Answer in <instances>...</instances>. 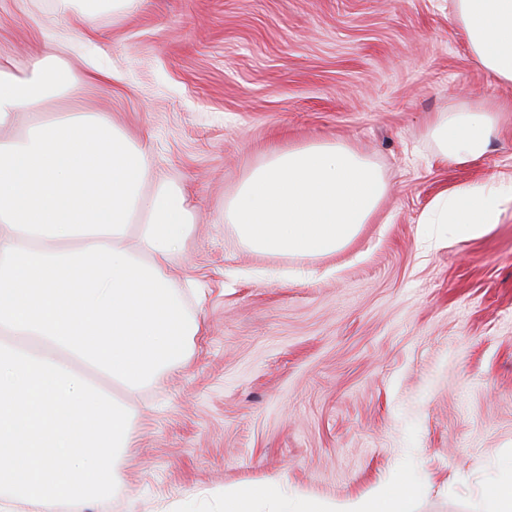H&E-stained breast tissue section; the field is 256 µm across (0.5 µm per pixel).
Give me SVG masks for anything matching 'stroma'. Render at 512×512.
Instances as JSON below:
<instances>
[{"mask_svg":"<svg viewBox=\"0 0 512 512\" xmlns=\"http://www.w3.org/2000/svg\"><path fill=\"white\" fill-rule=\"evenodd\" d=\"M59 0H0V64L52 55L187 192L175 286L201 329L184 367L128 399L136 441L84 512H269L414 488V512H487L512 480V202L474 239L425 218L439 196L512 181V83L470 52L451 0H129L90 28ZM103 70L109 77L90 81ZM509 105L480 159L454 165L433 113ZM347 142L383 172L373 223L324 258L243 246L224 222L271 148ZM270 498L269 490L247 488L224 493V512H252L249 505L259 499Z\"/></svg>","mask_w":512,"mask_h":512,"instance_id":"1","label":"stroma"}]
</instances>
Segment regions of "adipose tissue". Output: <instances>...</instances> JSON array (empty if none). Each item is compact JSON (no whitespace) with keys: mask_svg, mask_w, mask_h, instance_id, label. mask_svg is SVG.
Instances as JSON below:
<instances>
[{"mask_svg":"<svg viewBox=\"0 0 512 512\" xmlns=\"http://www.w3.org/2000/svg\"><path fill=\"white\" fill-rule=\"evenodd\" d=\"M471 52L512 83V0H453ZM78 77L52 58L0 68V512L84 506L118 484L132 447L126 407L100 386L141 392L178 366L197 324L167 269L181 257L189 212L181 188L149 184L144 149L92 117ZM70 90L65 116L48 101ZM499 104L436 113L429 136L456 165L482 157ZM27 133L2 136L19 114ZM386 192L379 168L345 142L274 150L224 205L239 241L269 254L322 257L372 223ZM512 186L438 198L430 223L485 234Z\"/></svg>","mask_w":512,"mask_h":512,"instance_id":"adipose-tissue-1","label":"adipose tissue"}]
</instances>
